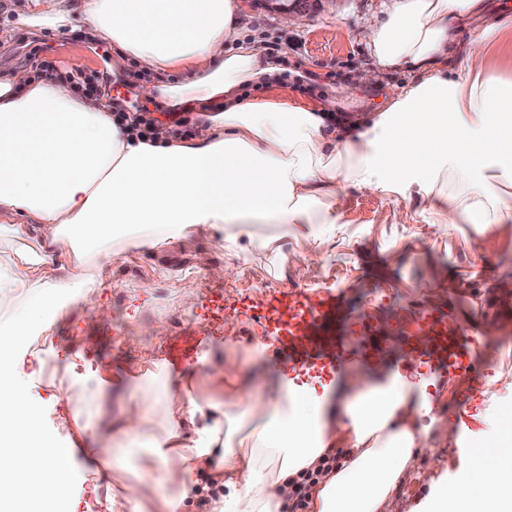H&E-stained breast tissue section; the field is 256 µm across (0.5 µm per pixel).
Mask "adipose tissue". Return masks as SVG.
<instances>
[{"label":"adipose tissue","mask_w":512,"mask_h":512,"mask_svg":"<svg viewBox=\"0 0 512 512\" xmlns=\"http://www.w3.org/2000/svg\"><path fill=\"white\" fill-rule=\"evenodd\" d=\"M238 0H46L25 28L85 26L112 47V69L151 73L134 92L156 112L199 113L193 137L151 143L112 120L111 96L90 99L64 77L29 66L0 71V505L18 497L60 500L73 463L70 446L32 454L40 418L17 383L29 328L68 313L83 290L103 285L101 269L125 253L155 249L206 225L252 235L256 224L337 223L344 185L387 196L435 199L441 224L512 223V80L492 66L491 49L512 53V17L491 20L483 0H399L365 41L374 68L338 89L349 96L378 72L406 65L420 79L391 93L356 137L326 130L336 101H297L276 60L255 43L225 53ZM473 38L460 50L459 28ZM464 77L453 78L449 60ZM275 86L273 97L243 101V87ZM32 247H25V240ZM137 405L95 453L145 457L188 491L196 463L213 466L227 492L214 512H284L293 480L316 469L345 428L338 467L321 474L308 512H383L422 443L413 427L426 409L412 383L369 388L332 421L308 384L281 392L276 412L242 400L172 391L151 376ZM167 418L161 448L154 412ZM250 420L251 429L239 428ZM192 429V445L182 444ZM493 464L441 487L426 512H512V449L487 440Z\"/></svg>","instance_id":"ef3b65f1"}]
</instances>
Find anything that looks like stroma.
I'll list each match as a JSON object with an SVG mask.
<instances>
[{"label": "stroma", "instance_id": "obj_1", "mask_svg": "<svg viewBox=\"0 0 512 512\" xmlns=\"http://www.w3.org/2000/svg\"><path fill=\"white\" fill-rule=\"evenodd\" d=\"M36 4L0 0V68L19 56L36 69L46 62L52 74L79 78L91 95L110 93L128 112L148 110V103L131 91L130 78L111 73V47L88 39L80 28L32 36L20 27L19 18L32 14ZM395 5L396 0H338L334 5L327 0L290 22L245 0L237 30L286 67L308 73L294 95L311 102L371 68L363 35ZM414 77L398 66L363 89L357 105L336 106L342 133L352 137L362 131L385 98ZM343 192L347 207L338 224L315 242L301 239L295 225L286 230L264 226L261 234L271 239L267 247H253L243 237L228 250L221 232L202 226L163 249L128 254L108 269V288L88 291L49 335L35 337L45 359L43 371L34 380L19 374L18 383L39 413L42 435L75 449L57 512H131L117 478L137 473L140 460L96 457L86 437L111 432L139 397V383L158 371L164 343L184 328L195 326L207 336V358L204 367L171 372L174 382L202 393L203 368L246 357L248 367L236 370L244 396L276 398L288 369L273 356V337L257 320L233 309L214 319L206 302L211 292L238 302L273 289L338 285L354 316L394 332L378 360L351 363L333 381L313 382L324 395L346 392L355 379L380 383L397 373L425 381L432 408L415 420L423 449L384 512H423L439 485L475 469L474 456L460 450L453 431L460 416L478 422L475 440L512 434V223L492 224L479 233L471 224L434 223L431 200L416 193L385 197L349 185ZM221 266L229 276L210 278L209 270ZM188 280L196 285L190 299L181 295ZM426 309L476 325L481 343L471 378L451 382L427 362L402 359L398 335L413 332L417 315ZM158 318L165 322L162 334L143 333V325ZM100 365L108 370L103 401L75 384ZM83 427L88 430L84 436L79 433Z\"/></svg>", "mask_w": 512, "mask_h": 512}]
</instances>
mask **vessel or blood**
I'll use <instances>...</instances> for the list:
<instances>
[{"instance_id": "obj_1", "label": "vessel or blood", "mask_w": 512, "mask_h": 512, "mask_svg": "<svg viewBox=\"0 0 512 512\" xmlns=\"http://www.w3.org/2000/svg\"><path fill=\"white\" fill-rule=\"evenodd\" d=\"M258 321L277 343L280 362L310 379H333L355 358L377 359L384 342L382 328L355 318L339 289H287L255 306ZM478 338L473 327L457 325L447 313L422 311L417 333L404 337L406 360L433 363L443 376H469ZM206 339L197 331L173 337L163 348L175 369L200 363Z\"/></svg>"}]
</instances>
